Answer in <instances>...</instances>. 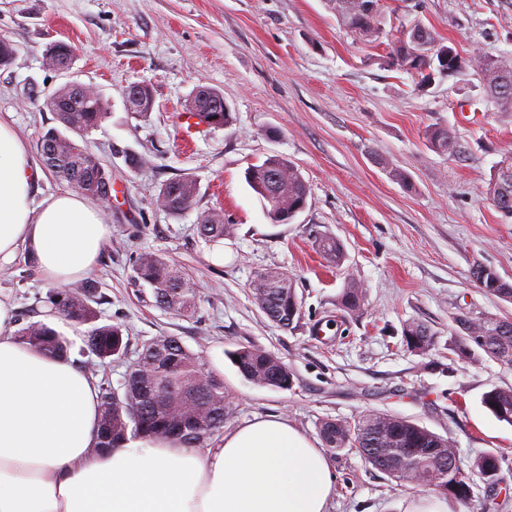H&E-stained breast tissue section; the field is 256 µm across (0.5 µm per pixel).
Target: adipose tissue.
<instances>
[{"label":"adipose tissue","mask_w":512,"mask_h":512,"mask_svg":"<svg viewBox=\"0 0 512 512\" xmlns=\"http://www.w3.org/2000/svg\"><path fill=\"white\" fill-rule=\"evenodd\" d=\"M42 171L0 123V260L35 255L62 286L90 272L111 235L81 192L34 201ZM99 386L18 336L0 295V512H327L323 451L278 416L198 451L166 440L100 446Z\"/></svg>","instance_id":"adipose-tissue-1"}]
</instances>
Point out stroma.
Segmentation results:
<instances>
[{
	"mask_svg": "<svg viewBox=\"0 0 512 512\" xmlns=\"http://www.w3.org/2000/svg\"><path fill=\"white\" fill-rule=\"evenodd\" d=\"M386 37L359 40L341 27L329 0H0V36L16 48L0 69V119L32 155L56 127V115L32 104L65 77L44 64L57 42L73 54L69 78L94 87L109 115L87 146L116 187L101 209L112 236L87 279L105 297L100 321L130 338L126 360L98 364L83 355L84 326L66 323L79 369L120 385L146 340L176 336L224 381L233 429L257 416H283L314 443L325 419L354 420L377 411L407 418L453 442L462 471L483 453L499 458V484L471 480L468 501L448 497L452 512H512V425L481 403L493 388H512V365L451 351L457 315L512 318V300L484 291L476 265L512 284V218L487 190L497 164L512 155V116L496 111L472 70L418 88L388 67L401 30L415 22L461 56L512 53V0H380ZM149 85L148 115L129 112L125 89ZM219 89L233 114L204 124L195 141L180 135V115L195 87ZM445 126L466 150L458 160L431 150L426 129ZM283 155L310 191L287 224L272 223L245 179L266 155ZM142 158L138 168L128 155ZM406 173L407 183L389 172ZM192 176L199 193L173 217L155 199L165 182ZM223 212L222 244L200 238L201 215ZM343 245L328 263L315 237ZM159 252L184 270L199 297L193 315L155 307L132 278L133 259ZM286 274L301 306L282 329L254 304L251 284L266 271ZM363 290V313L343 312L348 280ZM27 251L0 264V292L16 319H44L54 291ZM426 323L435 344L406 349V322ZM252 346L293 374L287 390L246 381L230 353ZM334 480L328 512H405L429 495L366 464L353 450L327 451Z\"/></svg>",
	"mask_w": 512,
	"mask_h": 512,
	"instance_id": "stroma-1",
	"label": "stroma"
}]
</instances>
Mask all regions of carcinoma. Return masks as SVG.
I'll return each mask as SVG.
<instances>
[{"label":"carcinoma","mask_w":512,"mask_h":512,"mask_svg":"<svg viewBox=\"0 0 512 512\" xmlns=\"http://www.w3.org/2000/svg\"><path fill=\"white\" fill-rule=\"evenodd\" d=\"M339 23L354 36L373 42L385 35L379 0H329ZM47 57L57 67L68 69L72 51L62 42L47 50ZM391 67L408 73L422 83L436 76H454L469 67L478 76L487 97L497 111L512 115V57L479 54L463 58L446 45L437 33L420 23L413 25L398 40L389 56ZM136 98L133 112L146 114L154 108L149 87L129 86L124 98ZM41 107L56 114L64 130L51 128L40 138L45 165L60 181L98 200H107L112 192V172L91 159L86 136L107 117L108 103L92 88L66 82L44 96ZM186 109L204 121L209 112H220L221 121L231 120L223 93L213 87H199L186 101ZM427 146L433 151L455 157L460 146L446 127H431L425 132ZM498 193L491 197L495 209L512 217V157L504 158L496 169ZM249 186L262 202L267 218L274 224L287 223L306 205L309 188L300 171L280 154L267 156L248 168ZM198 195L196 179L183 176L165 183L157 199L166 202L165 211L174 217L189 210ZM198 233L211 245L230 235L224 214L210 212L198 224ZM318 252L332 263H340L343 250L333 236L315 238ZM134 278L151 290L158 308L179 314L192 313L197 295L188 275L161 253H142L133 262ZM96 287L86 283L81 288L50 295L54 312L77 324H90L84 338V351L101 363L120 359L130 345L119 325L98 324L93 306ZM252 298L259 309L284 329L292 327L300 314V304L287 275L263 272L252 283ZM362 287L348 281L339 295L340 307L350 315L361 311ZM458 327V348L465 350L473 342L491 359L512 363V318L493 315L454 318ZM30 346L53 357L69 355L71 342L42 321H30L18 332ZM407 348L424 353L434 343L431 328L412 320L404 327ZM248 381L274 389L287 390L293 384L292 372L278 358L251 346L231 353ZM483 405L499 420L512 424V389L494 388L482 397ZM230 402L224 381L206 369L202 358L188 349L176 336H157L142 343L137 361L120 387L106 380L100 383L99 421L101 447L116 448L128 439L168 438L188 448H200L224 427ZM325 446L333 450L354 448L365 463L393 479L411 476L444 495L462 501L470 497V477L452 467L448 454L452 445L425 427L408 419L369 411L352 422L326 419L320 425ZM499 460L493 453L478 456L471 474L488 486L498 481Z\"/></svg>","instance_id":"1"}]
</instances>
